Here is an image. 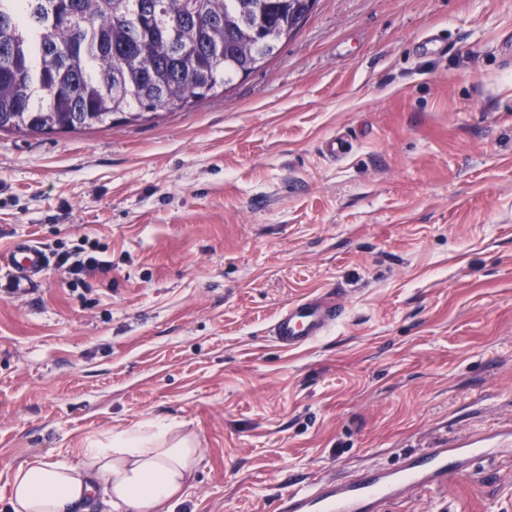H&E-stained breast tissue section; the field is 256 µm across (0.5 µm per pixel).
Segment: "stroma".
<instances>
[{
	"instance_id": "35a3bbf8",
	"label": "stroma",
	"mask_w": 512,
	"mask_h": 512,
	"mask_svg": "<svg viewBox=\"0 0 512 512\" xmlns=\"http://www.w3.org/2000/svg\"><path fill=\"white\" fill-rule=\"evenodd\" d=\"M25 237L111 266L0 271V512L19 465L148 419L199 450L178 512L512 431V0H317L190 110L0 133V248ZM326 290L327 335L268 336ZM391 512H512V445Z\"/></svg>"
}]
</instances>
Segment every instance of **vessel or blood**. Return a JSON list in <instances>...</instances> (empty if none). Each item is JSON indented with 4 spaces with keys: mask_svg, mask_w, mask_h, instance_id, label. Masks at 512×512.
I'll use <instances>...</instances> for the list:
<instances>
[{
    "mask_svg": "<svg viewBox=\"0 0 512 512\" xmlns=\"http://www.w3.org/2000/svg\"><path fill=\"white\" fill-rule=\"evenodd\" d=\"M49 263L46 250L29 238L0 249V268L17 294L34 291ZM342 314L343 307L334 298L304 297L280 312L270 333L281 347H300L325 335ZM483 454L476 447L430 448L406 457L395 468L371 467L343 483H309L288 489L277 497L275 512H381L399 491H436L459 477L465 462Z\"/></svg>",
    "mask_w": 512,
    "mask_h": 512,
    "instance_id": "obj_1",
    "label": "vessel or blood"
}]
</instances>
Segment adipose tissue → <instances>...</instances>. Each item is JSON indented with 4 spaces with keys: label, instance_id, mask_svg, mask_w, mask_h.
<instances>
[{
    "label": "adipose tissue",
    "instance_id": "ef3b65f1",
    "mask_svg": "<svg viewBox=\"0 0 512 512\" xmlns=\"http://www.w3.org/2000/svg\"><path fill=\"white\" fill-rule=\"evenodd\" d=\"M199 461L171 424L151 420L136 428L89 438L77 462L36 458L15 469L12 512H85L103 492L110 512H174Z\"/></svg>",
    "mask_w": 512,
    "mask_h": 512
}]
</instances>
